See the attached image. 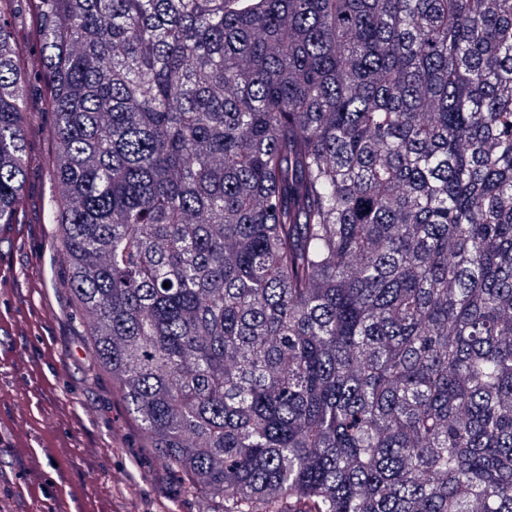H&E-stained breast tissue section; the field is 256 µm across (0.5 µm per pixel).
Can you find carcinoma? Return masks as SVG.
I'll list each match as a JSON object with an SVG mask.
<instances>
[{"instance_id": "cac0c4a2", "label": "carcinoma", "mask_w": 512, "mask_h": 512, "mask_svg": "<svg viewBox=\"0 0 512 512\" xmlns=\"http://www.w3.org/2000/svg\"><path fill=\"white\" fill-rule=\"evenodd\" d=\"M14 2L0 225L33 125ZM29 2L44 223L185 491L512 512V0ZM29 70L31 85L29 87V110L30 112H47L45 103V87L38 74L42 69L41 51L39 44H31L28 48Z\"/></svg>"}]
</instances>
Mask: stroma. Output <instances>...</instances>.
I'll list each match as a JSON object with an SVG mask.
<instances>
[{"label": "stroma", "mask_w": 512, "mask_h": 512, "mask_svg": "<svg viewBox=\"0 0 512 512\" xmlns=\"http://www.w3.org/2000/svg\"><path fill=\"white\" fill-rule=\"evenodd\" d=\"M28 47L29 109L25 222L0 236L13 276L0 288V507L5 512H207L163 466L110 377L96 366L76 317L42 207L54 194L53 141L45 113L39 44L25 9L12 19Z\"/></svg>", "instance_id": "1"}]
</instances>
